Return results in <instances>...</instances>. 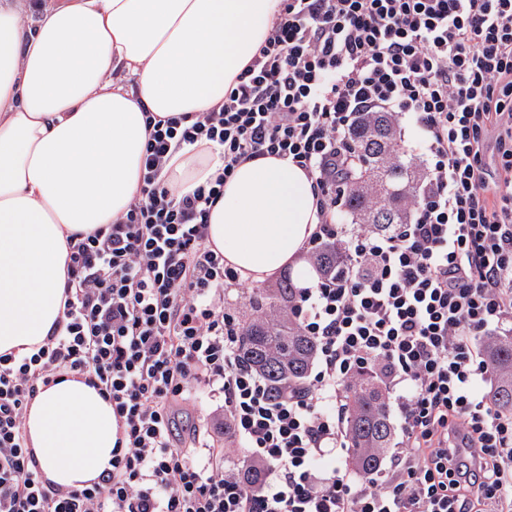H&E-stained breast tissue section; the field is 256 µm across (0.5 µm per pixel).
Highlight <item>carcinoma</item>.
I'll list each match as a JSON object with an SVG mask.
<instances>
[{
    "mask_svg": "<svg viewBox=\"0 0 512 512\" xmlns=\"http://www.w3.org/2000/svg\"><path fill=\"white\" fill-rule=\"evenodd\" d=\"M351 139L359 163L344 176L347 192L341 204L342 218L387 233L408 220V199L419 175L417 163L396 142L395 119L385 112L362 115L351 130ZM315 262L330 270L343 268V244H328ZM285 293L284 288L253 290V314L243 321L238 348L240 360L267 378L274 396L306 381L317 352L316 343L288 313ZM482 347L492 382L489 400L512 413V333L487 335ZM344 397L352 466L361 473H376L395 435L380 377L371 370L355 375L346 383Z\"/></svg>",
    "mask_w": 512,
    "mask_h": 512,
    "instance_id": "cac0c4a2",
    "label": "carcinoma"
}]
</instances>
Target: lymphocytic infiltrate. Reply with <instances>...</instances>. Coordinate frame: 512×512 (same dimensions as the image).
<instances>
[{
  "label": "lymphocytic infiltrate",
  "instance_id": "1",
  "mask_svg": "<svg viewBox=\"0 0 512 512\" xmlns=\"http://www.w3.org/2000/svg\"><path fill=\"white\" fill-rule=\"evenodd\" d=\"M363 112L412 115L420 132L409 219L387 234L335 219ZM147 131L138 197L67 238L62 321L32 355H0V512H512V413L478 389L479 338L512 320V0H282L223 102L189 123L148 117ZM199 144L224 166L176 195L163 171ZM265 156L311 179L308 253L336 240L347 252L336 277L293 294L318 350L303 386L276 397L239 359L224 290L240 276L207 241L236 166ZM363 369L384 376L402 446L360 477L343 392ZM66 374L111 401L118 437L111 470L63 493L24 416ZM201 388L224 402L235 459L208 430L174 431Z\"/></svg>",
  "mask_w": 512,
  "mask_h": 512
}]
</instances>
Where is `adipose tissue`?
<instances>
[{
    "label": "adipose tissue",
    "instance_id": "ef3b65f1",
    "mask_svg": "<svg viewBox=\"0 0 512 512\" xmlns=\"http://www.w3.org/2000/svg\"><path fill=\"white\" fill-rule=\"evenodd\" d=\"M280 0H0V354L44 344L63 317L66 238L124 214L141 186L147 128L224 99ZM178 150L165 181L193 191L219 168ZM311 180L277 157L238 166L210 210L208 241L242 278L290 270L318 220ZM44 479L63 490L110 469L112 405L84 378L42 389L24 422Z\"/></svg>",
    "mask_w": 512,
    "mask_h": 512
}]
</instances>
